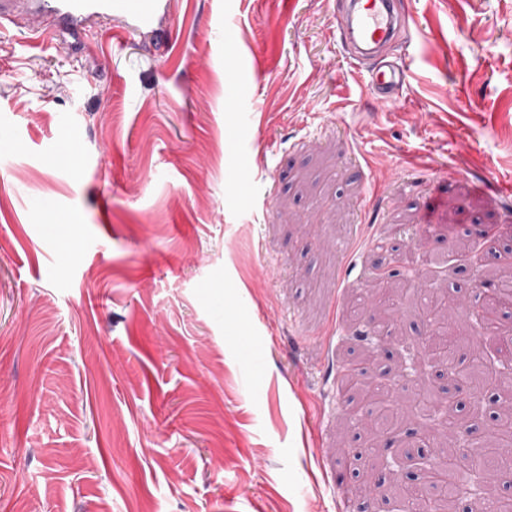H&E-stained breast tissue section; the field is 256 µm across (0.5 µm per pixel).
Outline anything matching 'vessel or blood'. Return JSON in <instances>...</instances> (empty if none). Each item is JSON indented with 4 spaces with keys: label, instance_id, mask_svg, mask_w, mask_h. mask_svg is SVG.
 I'll return each instance as SVG.
<instances>
[{
    "label": "vessel or blood",
    "instance_id": "b4317fda",
    "mask_svg": "<svg viewBox=\"0 0 512 512\" xmlns=\"http://www.w3.org/2000/svg\"><path fill=\"white\" fill-rule=\"evenodd\" d=\"M21 5L43 20L41 36L47 42L60 33L79 36L85 24L96 18L119 17L129 29L157 35L167 12V0H0V21ZM400 25L394 0H352L339 20V31L356 57L374 56L371 85L383 106L397 101L411 72L410 55L389 60L376 54L392 40Z\"/></svg>",
    "mask_w": 512,
    "mask_h": 512
}]
</instances>
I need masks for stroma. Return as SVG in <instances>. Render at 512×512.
Listing matches in <instances>:
<instances>
[{
  "instance_id": "1",
  "label": "stroma",
  "mask_w": 512,
  "mask_h": 512,
  "mask_svg": "<svg viewBox=\"0 0 512 512\" xmlns=\"http://www.w3.org/2000/svg\"><path fill=\"white\" fill-rule=\"evenodd\" d=\"M374 103L345 0H169L157 38L0 27V512H396L344 377L474 411L374 282L472 301L512 256V0H396ZM257 62L251 97L238 82ZM478 245L450 266L423 258ZM374 70L371 75V85L378 95V103L381 106L395 103L399 92L407 86L411 72V56L404 53L394 60H386V57L373 59Z\"/></svg>"
}]
</instances>
